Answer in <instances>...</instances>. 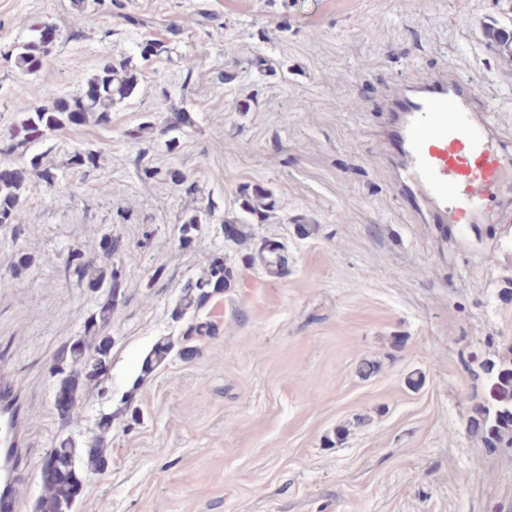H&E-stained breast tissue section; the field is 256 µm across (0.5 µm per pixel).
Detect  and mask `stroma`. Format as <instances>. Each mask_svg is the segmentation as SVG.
I'll return each mask as SVG.
<instances>
[{
  "mask_svg": "<svg viewBox=\"0 0 512 512\" xmlns=\"http://www.w3.org/2000/svg\"><path fill=\"white\" fill-rule=\"evenodd\" d=\"M511 21L512 0H0V141L26 117L19 92L51 104L108 61L133 81L108 121L7 157L50 172L0 227V360L27 411L21 512L55 439L85 443L102 413L110 460L85 474L76 512H512V453L468 428L489 393L480 362L512 343V226L444 237L420 223L376 110L394 80L452 70L512 141V65L485 35ZM41 28L29 75L16 54ZM150 39L167 53L144 56ZM85 151L94 165H73ZM258 190L261 219L242 207ZM191 215L201 229L183 247ZM236 219L252 226L242 250L224 246ZM107 234L109 392L86 390L63 427L55 355L109 296L67 269L103 264ZM267 240L285 246L283 276L244 260ZM16 253L24 271L5 265ZM218 254L234 278L200 313L214 333L141 377ZM125 400L143 422L128 425Z\"/></svg>",
  "mask_w": 512,
  "mask_h": 512,
  "instance_id": "stroma-1",
  "label": "stroma"
}]
</instances>
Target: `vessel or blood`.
<instances>
[{
	"instance_id": "vessel-or-blood-1",
	"label": "vessel or blood",
	"mask_w": 512,
	"mask_h": 512,
	"mask_svg": "<svg viewBox=\"0 0 512 512\" xmlns=\"http://www.w3.org/2000/svg\"><path fill=\"white\" fill-rule=\"evenodd\" d=\"M382 128L395 160V192L441 233L512 223V147L497 135L486 98L453 71L394 83L382 96ZM25 411L0 366V512H19L26 462Z\"/></svg>"
}]
</instances>
